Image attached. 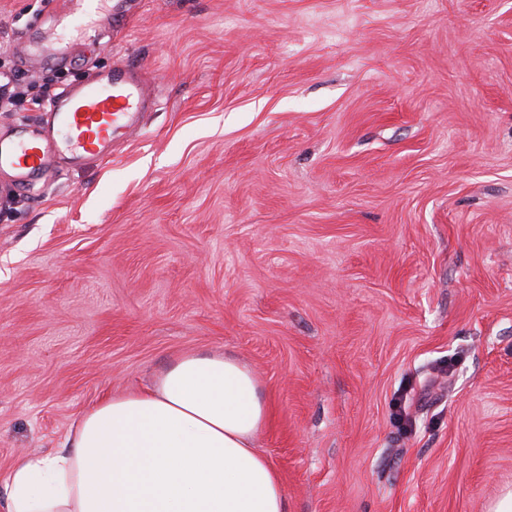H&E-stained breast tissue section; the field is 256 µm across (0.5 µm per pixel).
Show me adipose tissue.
Returning a JSON list of instances; mask_svg holds the SVG:
<instances>
[{"label":"adipose tissue","mask_w":512,"mask_h":512,"mask_svg":"<svg viewBox=\"0 0 512 512\" xmlns=\"http://www.w3.org/2000/svg\"><path fill=\"white\" fill-rule=\"evenodd\" d=\"M268 415L246 365L181 354L150 389L86 409L63 448L18 459L0 476L6 512H288L254 448Z\"/></svg>","instance_id":"1"}]
</instances>
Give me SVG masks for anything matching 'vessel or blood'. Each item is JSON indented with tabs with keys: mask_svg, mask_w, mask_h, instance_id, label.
<instances>
[{
	"mask_svg": "<svg viewBox=\"0 0 512 512\" xmlns=\"http://www.w3.org/2000/svg\"><path fill=\"white\" fill-rule=\"evenodd\" d=\"M111 2L64 0L63 16L82 20L78 34L84 43L93 44L99 38L93 19L106 10L115 18L121 14ZM145 100L135 66L125 63L88 84L69 88L48 108L54 124L65 129V138L51 139L34 132L6 144L0 142V170L15 172L23 186L55 171L64 154L78 165L110 158L116 135L137 129Z\"/></svg>",
	"mask_w": 512,
	"mask_h": 512,
	"instance_id": "vessel-or-blood-1",
	"label": "vessel or blood"
}]
</instances>
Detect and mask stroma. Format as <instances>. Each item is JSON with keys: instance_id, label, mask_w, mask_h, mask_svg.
I'll return each instance as SVG.
<instances>
[{"instance_id": "35a3bbf8", "label": "stroma", "mask_w": 512, "mask_h": 512, "mask_svg": "<svg viewBox=\"0 0 512 512\" xmlns=\"http://www.w3.org/2000/svg\"><path fill=\"white\" fill-rule=\"evenodd\" d=\"M53 97L141 65L111 159L0 174V474L108 393L221 352L288 512H490L512 490V0H127Z\"/></svg>"}]
</instances>
